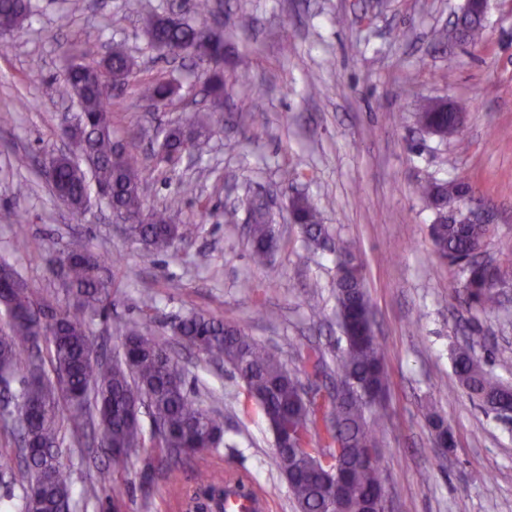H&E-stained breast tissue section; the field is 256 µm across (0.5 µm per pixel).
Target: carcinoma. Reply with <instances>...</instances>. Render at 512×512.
I'll list each match as a JSON object with an SVG mask.
<instances>
[{"instance_id": "cac0c4a2", "label": "carcinoma", "mask_w": 512, "mask_h": 512, "mask_svg": "<svg viewBox=\"0 0 512 512\" xmlns=\"http://www.w3.org/2000/svg\"><path fill=\"white\" fill-rule=\"evenodd\" d=\"M32 15L31 0H0V32L23 28ZM150 45L164 53H181L194 60L193 75L203 80L206 95L224 96L221 69H203L205 57L224 58V33L220 25L198 24L190 19L154 17L148 27ZM462 39L472 45L483 42V24L467 18ZM135 82L140 101L152 111L171 102L181 80L173 75L137 78L135 64L120 48L98 61H70L63 94L78 100L80 112L66 134L79 157L55 154L49 162L55 195L64 197L72 212L83 217L91 206L88 177L109 188L107 205L127 225L128 237L153 251L165 252L176 242L199 230L201 223L173 224L170 208L146 205L150 184L139 175L138 158L118 149L112 140L114 91ZM417 122L434 135L446 138L458 133L454 116L433 112L424 104ZM164 154L159 161L172 165L189 149L206 151L202 128L187 135L181 126L163 133ZM472 191L461 180L438 184L432 180L417 186L418 194L434 203L444 197L465 199ZM248 233L254 266L268 265L277 238L266 202L252 197L247 202ZM296 221L311 242L324 233L315 204L305 196L293 200ZM13 236V250L59 267L67 302L55 307L38 298L19 271L11 270L10 282L0 284V312L7 329L0 334V385L8 395L0 407V432L14 437L23 465L12 473V482L23 489L22 512H70L72 472L61 461L63 428L79 439L96 427L116 459L127 448L151 443L176 481L183 458L215 451L224 446V416L208 410L191 396L186 372L157 335L148 319L118 327V346L112 359L93 354L89 327L92 320L112 305V282L105 279L103 256L86 245H66L58 251H42L21 232V219ZM491 232L488 224L430 225L429 233L438 257L462 276L465 302L482 313L498 303V289L512 279V271L474 255L484 249ZM336 315L340 324L365 327L372 320L370 299L362 267L352 248L336 249ZM172 335L212 362H224L242 382L244 406L258 407L270 429L285 424L291 429L288 443L275 445L272 463L288 485L295 512H331L329 475L344 473L346 512H365L367 495L383 486L380 467L384 448L386 414L378 395L385 393L390 377L383 349L374 336L345 344L336 363V386L302 395L304 384L287 361L251 336L244 327L201 313L180 317ZM306 377L327 373L325 353L312 349L306 355ZM458 384L482 404L506 401L512 388L487 368L466 344L454 354ZM146 406L150 433H145L141 406ZM376 450L373 461L361 456ZM228 479L204 473L188 501L205 492L225 493Z\"/></svg>"}]
</instances>
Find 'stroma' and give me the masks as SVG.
Segmentation results:
<instances>
[{"label":"stroma","instance_id":"1","mask_svg":"<svg viewBox=\"0 0 512 512\" xmlns=\"http://www.w3.org/2000/svg\"><path fill=\"white\" fill-rule=\"evenodd\" d=\"M35 2L22 30L0 42V258L51 301L56 271L13 252L15 216L40 248L76 241L104 254L116 288L108 315L90 326L99 351H110L120 323L148 316L163 334L177 316L198 311L240 324L300 372L310 349L332 360L344 346L336 247L351 244L391 381L381 459L389 512H512V421L449 388L453 350L466 336L486 337L478 355L512 383V284L492 313L469 311L456 271L433 251L434 213L416 192L428 179L472 183L458 211L488 220L484 257L512 268V0H489L477 48L449 35L465 0H213L224 23L223 110L199 108L195 81L156 114L132 84L112 106L117 140L141 134L150 205L174 204L178 224L195 220L199 204L211 212L199 234L159 254L130 243L106 206L77 219L53 195L44 166L77 110L60 94L67 59L91 41L104 52L122 46L142 74L169 73L147 28L178 0H82L72 12L63 0ZM441 98L467 107L461 131L446 139L416 122L423 101ZM192 116L210 131L205 155L173 171L156 165L157 128ZM22 157L27 167L18 166ZM22 180L30 189L21 196ZM256 193L273 199L278 238L262 269L250 261L243 224L224 221L225 206ZM299 193L317 204L327 231L321 245L293 222ZM146 293L155 299L149 311ZM175 352L189 387L211 390L203 406L223 411V448L183 461L175 485L152 448L116 463L100 437L64 444L76 512H146L147 501L148 512H183L182 491L205 469L245 476L266 512H294L271 463L273 435L258 409L243 411L238 379L195 350ZM431 406L447 421L452 447H437ZM100 468L111 470V485L84 497Z\"/></svg>","mask_w":512,"mask_h":512}]
</instances>
